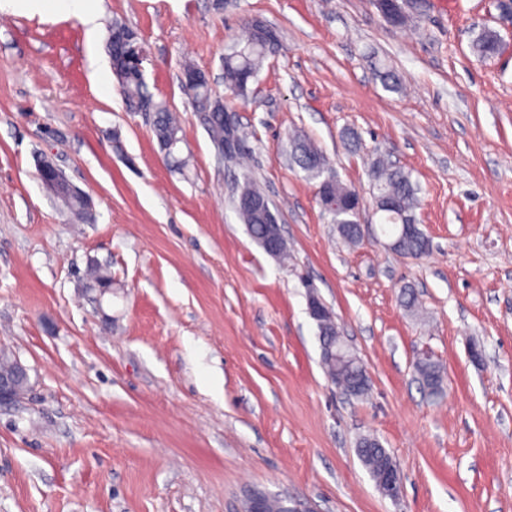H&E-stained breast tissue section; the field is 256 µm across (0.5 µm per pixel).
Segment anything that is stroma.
<instances>
[{
	"mask_svg": "<svg viewBox=\"0 0 512 512\" xmlns=\"http://www.w3.org/2000/svg\"><path fill=\"white\" fill-rule=\"evenodd\" d=\"M211 3L95 0L94 36L27 0L0 10V350L31 384L0 407V512H242L253 490L312 512H512V0H407L401 24L373 0ZM254 19L278 43L229 104L248 151L228 163L181 72L223 94L224 53ZM117 21L147 50L154 100L181 117L183 170L118 84L94 78ZM485 28L502 41L489 60L471 48ZM295 132L359 192V245L291 164ZM43 153L90 195L87 220L37 178ZM379 155L420 186L422 257L389 246ZM246 176L277 208L287 262L231 204ZM91 259L112 273L98 304L79 282ZM312 294L367 398L328 378ZM424 355L443 371L436 399L416 379ZM363 436L393 457L397 499L359 459Z\"/></svg>",
	"mask_w": 512,
	"mask_h": 512,
	"instance_id": "1",
	"label": "stroma"
}]
</instances>
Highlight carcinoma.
<instances>
[{"label": "carcinoma", "instance_id": "carcinoma-1", "mask_svg": "<svg viewBox=\"0 0 512 512\" xmlns=\"http://www.w3.org/2000/svg\"><path fill=\"white\" fill-rule=\"evenodd\" d=\"M378 10L387 19L394 23H402L405 20L402 4L392 3L390 0L377 5ZM268 26L260 21H254L248 25V33L244 44L235 43L229 47L224 55V86L234 97H243L249 91V85L256 80L262 63L273 43L267 39ZM135 32L123 23H114L109 33V56L113 73L115 74L123 92L127 105H133L141 99L150 96L147 90L143 72L129 67L125 57V46ZM474 52L482 57H492L500 49V40L495 32L485 30L479 33L472 42ZM195 74L198 79L182 84L188 98L197 103L203 100L210 101L211 110L204 123V127L213 144H222L232 138L244 141L243 132L232 113L228 112L224 99L212 95L209 83L200 78L202 71L192 64H186L182 68V76ZM181 127L178 117L170 109L160 103L158 110L153 115V132L160 149L163 151L171 166L182 169L185 161L176 156L175 151L181 142L179 132ZM290 157L304 173L306 178L318 180L323 171L311 163V157H317L322 151L302 134H294L290 140ZM371 173L374 181V202L379 212L383 213L385 223L397 229L400 225H406L396 252L413 258L425 255L429 250V240L415 221L414 211L418 204V186L412 181L411 176L402 167L394 165L383 158H377L371 163ZM328 191L337 198L345 201V209L332 212L334 223L338 224L343 238L350 243L360 241V232L354 221L357 220L353 207L357 206V191L337 179L333 181ZM268 201L264 192L249 178L237 186L236 195ZM55 198L77 220H82L87 215L86 205L83 199L70 194L67 190H58ZM237 214L246 224L249 234L254 238H262L266 235L267 225L278 223L277 212L271 206L264 210L237 211ZM85 281L94 288L104 287L112 289V276L101 267L90 264ZM320 344H331L335 348L341 347V341L336 336L334 324L325 319L318 325ZM322 363L330 377H334L352 388L353 395L363 396L370 390V382L356 376L360 372L358 365L344 367L342 361L333 359L327 354H322ZM415 373L418 381L430 395L436 396L442 393L443 374L441 368L433 361L423 358L415 364ZM358 456L375 482H380L385 468L394 463L390 453L382 447L380 442L371 436H365L358 442Z\"/></svg>", "mask_w": 512, "mask_h": 512}]
</instances>
